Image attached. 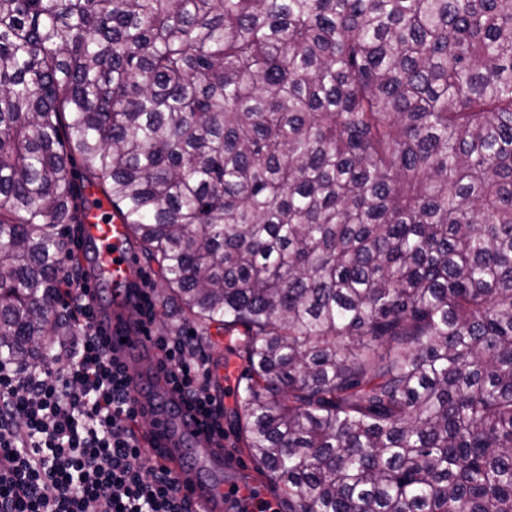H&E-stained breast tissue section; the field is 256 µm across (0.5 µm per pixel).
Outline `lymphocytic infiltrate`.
Wrapping results in <instances>:
<instances>
[{
	"label": "lymphocytic infiltrate",
	"instance_id": "f902f5d3",
	"mask_svg": "<svg viewBox=\"0 0 512 512\" xmlns=\"http://www.w3.org/2000/svg\"><path fill=\"white\" fill-rule=\"evenodd\" d=\"M73 333L39 360L0 364V512H191L180 477L148 456L126 362L109 345L98 299L79 265L64 274ZM138 327L161 352L176 407L223 432L195 336L154 332L151 289Z\"/></svg>",
	"mask_w": 512,
	"mask_h": 512
}]
</instances>
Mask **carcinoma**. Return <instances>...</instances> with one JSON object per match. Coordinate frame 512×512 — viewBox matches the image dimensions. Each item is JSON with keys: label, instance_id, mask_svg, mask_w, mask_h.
<instances>
[{"label": "carcinoma", "instance_id": "1", "mask_svg": "<svg viewBox=\"0 0 512 512\" xmlns=\"http://www.w3.org/2000/svg\"><path fill=\"white\" fill-rule=\"evenodd\" d=\"M100 187L243 329L287 512H512V0H0V361Z\"/></svg>", "mask_w": 512, "mask_h": 512}]
</instances>
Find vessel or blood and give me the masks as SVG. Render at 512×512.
<instances>
[{
  "label": "vessel or blood",
  "mask_w": 512,
  "mask_h": 512,
  "mask_svg": "<svg viewBox=\"0 0 512 512\" xmlns=\"http://www.w3.org/2000/svg\"><path fill=\"white\" fill-rule=\"evenodd\" d=\"M80 222L81 259L91 258L105 264L103 271L92 273L91 287H130L137 260L127 245L129 229L113 217L111 203L83 211ZM134 303V297L130 296L123 307L117 308L108 335L118 355L127 359L141 354L150 357L148 370L133 376L135 398L143 399L148 393L154 396L144 406V416L150 425L140 432V441L149 448L154 461L180 474L195 512H222L224 485L218 477L237 467L240 460L237 455L224 452L222 440L210 436L201 423L169 410V385L159 353L125 314Z\"/></svg>",
  "instance_id": "b4317fda"
}]
</instances>
